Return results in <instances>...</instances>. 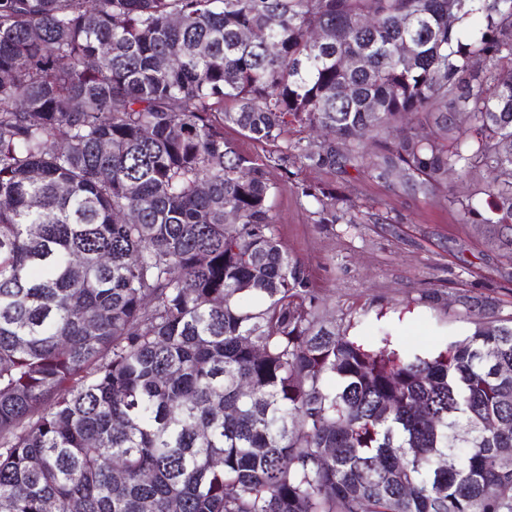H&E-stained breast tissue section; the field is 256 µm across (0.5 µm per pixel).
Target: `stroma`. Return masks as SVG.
Returning <instances> with one entry per match:
<instances>
[{"label": "stroma", "instance_id": "obj_1", "mask_svg": "<svg viewBox=\"0 0 512 512\" xmlns=\"http://www.w3.org/2000/svg\"><path fill=\"white\" fill-rule=\"evenodd\" d=\"M300 179L351 188L354 209L380 223L318 224L292 188L272 202L275 229L309 268L325 298L326 322L345 327L368 349L435 355L470 328L458 298H491L497 317H512L507 259L401 186L356 171L304 170Z\"/></svg>", "mask_w": 512, "mask_h": 512}]
</instances>
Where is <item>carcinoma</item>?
<instances>
[{"label": "carcinoma", "mask_w": 512, "mask_h": 512, "mask_svg": "<svg viewBox=\"0 0 512 512\" xmlns=\"http://www.w3.org/2000/svg\"><path fill=\"white\" fill-rule=\"evenodd\" d=\"M226 127L512 263V0H0V512H512V320L327 328Z\"/></svg>", "instance_id": "cac0c4a2"}]
</instances>
